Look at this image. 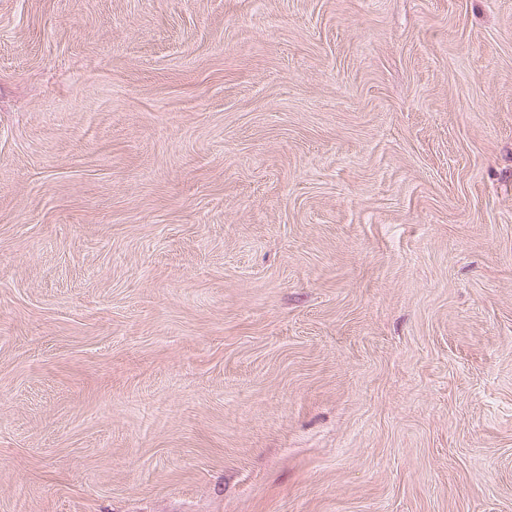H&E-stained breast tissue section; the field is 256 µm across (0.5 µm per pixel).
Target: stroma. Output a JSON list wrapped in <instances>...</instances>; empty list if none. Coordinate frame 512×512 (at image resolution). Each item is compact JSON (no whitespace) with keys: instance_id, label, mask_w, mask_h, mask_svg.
<instances>
[{"instance_id":"35a3bbf8","label":"stroma","mask_w":512,"mask_h":512,"mask_svg":"<svg viewBox=\"0 0 512 512\" xmlns=\"http://www.w3.org/2000/svg\"><path fill=\"white\" fill-rule=\"evenodd\" d=\"M0 512H512V0H0Z\"/></svg>"}]
</instances>
